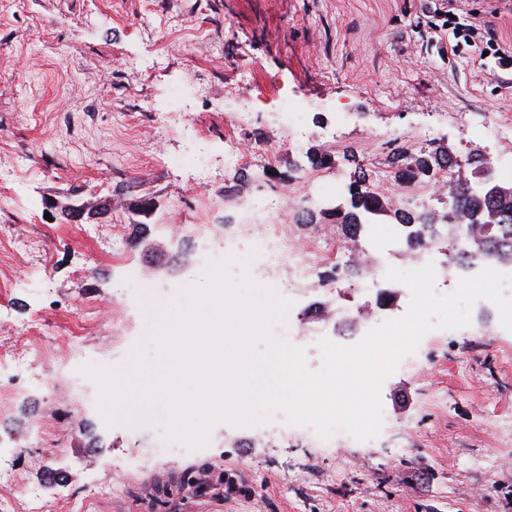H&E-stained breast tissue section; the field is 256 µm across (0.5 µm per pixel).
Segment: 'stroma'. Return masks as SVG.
I'll use <instances>...</instances> for the list:
<instances>
[{"label":"stroma","mask_w":512,"mask_h":512,"mask_svg":"<svg viewBox=\"0 0 512 512\" xmlns=\"http://www.w3.org/2000/svg\"><path fill=\"white\" fill-rule=\"evenodd\" d=\"M445 0H0V348L27 363L0 369L14 397L0 408V460L17 487L8 512H512V330L492 310L469 326L433 330L413 364L383 383L385 419L372 440L313 443L221 421L205 446L171 435L161 403L152 426L118 411L106 422L84 366L155 362L146 302L168 308L201 283L213 246L237 231L241 204L285 194L275 226L297 246L320 241L315 281L288 287L306 336L336 306L320 281L336 261L414 259L386 216L348 238L326 209L348 205L367 172L384 199L400 197L392 150L498 162L484 127L512 121V87L462 55H439L419 25ZM205 83L206 96L196 92ZM182 122L165 128L172 90ZM257 99L238 109L240 92ZM307 101V133L280 111ZM324 155L329 167L309 158ZM210 178L196 180L197 156ZM247 179H240V172ZM151 200L150 215L139 212ZM82 205L73 224L62 206ZM111 233L113 251L96 242ZM37 328L15 343L12 327ZM79 337L80 355L58 352ZM117 486L112 499L98 489Z\"/></svg>","instance_id":"obj_1"}]
</instances>
